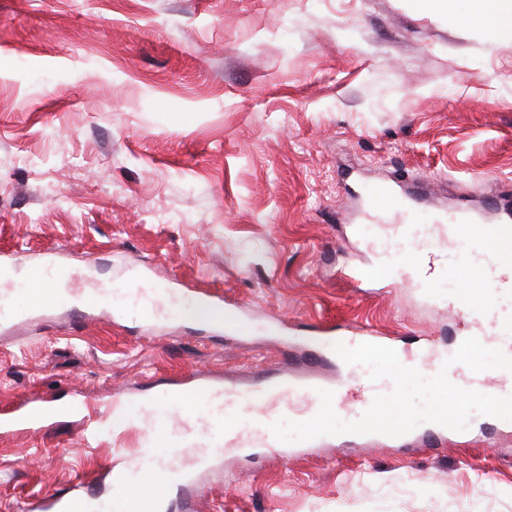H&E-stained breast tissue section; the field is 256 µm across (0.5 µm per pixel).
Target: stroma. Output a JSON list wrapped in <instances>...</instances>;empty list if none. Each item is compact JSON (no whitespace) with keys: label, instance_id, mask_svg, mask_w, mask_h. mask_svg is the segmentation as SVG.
<instances>
[{"label":"stroma","instance_id":"1","mask_svg":"<svg viewBox=\"0 0 512 512\" xmlns=\"http://www.w3.org/2000/svg\"><path fill=\"white\" fill-rule=\"evenodd\" d=\"M477 0H0V415L80 399L45 428L0 429V512L128 467L134 440L83 437L118 400L191 380L306 374L312 327L369 324L453 349L482 286L457 227L441 299L406 280L373 190L411 224L512 211V40ZM63 280L33 309L26 279ZM187 289L163 318L80 304L91 288ZM224 320L199 318L202 294ZM422 429L323 435L306 451H225L165 512H512V428L471 414L432 453ZM380 201H385L390 203L393 207L396 208L395 216L400 218V222L388 223L394 232V235L399 239L408 240L412 237V235L408 232V226L412 224H402L405 219H407L409 212L407 209H404L400 203V201L396 198V196L387 189H382L380 192Z\"/></svg>","mask_w":512,"mask_h":512}]
</instances>
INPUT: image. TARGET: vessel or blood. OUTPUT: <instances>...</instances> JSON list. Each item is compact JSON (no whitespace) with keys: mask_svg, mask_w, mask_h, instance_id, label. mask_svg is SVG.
Returning a JSON list of instances; mask_svg holds the SVG:
<instances>
[{"mask_svg":"<svg viewBox=\"0 0 512 512\" xmlns=\"http://www.w3.org/2000/svg\"><path fill=\"white\" fill-rule=\"evenodd\" d=\"M467 215L449 216L447 223L427 225V240L416 254L410 255L411 272H403L397 265H390L384 272L385 279L407 278L409 284L424 291H431L435 261L441 244L450 233L452 224L470 223ZM481 272L484 285L477 297L462 302L458 315L462 325L473 328L475 338L498 344L506 354L512 355V328L504 329L498 319H486L483 299L512 288V275L504 272L501 256L481 255L473 260ZM146 308L172 311L180 302L177 291L143 289ZM349 345L362 343L388 345V337L379 335L370 325H345ZM329 388L338 409L348 407L352 396L349 382L324 384L318 376L285 375L269 378L249 386L218 385L201 382L192 385L181 396L146 399L140 402L137 415H129L123 403L112 405L110 418L87 424V437L123 428L139 436L134 473L137 479L148 480L155 472H166L179 488L189 487L195 470L205 468L214 456L231 449L243 452L251 448H274L278 441L271 424L302 414L315 416L321 406L319 389ZM56 407L45 404L25 410L0 420V426L38 427L56 414ZM165 421L173 424L166 444H159L155 437V424ZM73 497L51 494L29 504V512H71Z\"/></svg>","mask_w":512,"mask_h":512,"instance_id":"1","label":"vessel or blood"}]
</instances>
